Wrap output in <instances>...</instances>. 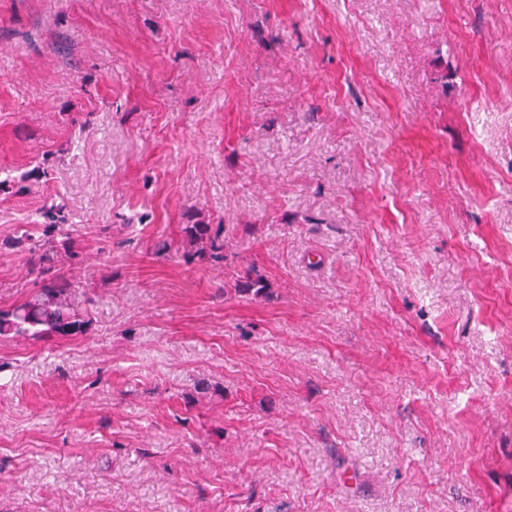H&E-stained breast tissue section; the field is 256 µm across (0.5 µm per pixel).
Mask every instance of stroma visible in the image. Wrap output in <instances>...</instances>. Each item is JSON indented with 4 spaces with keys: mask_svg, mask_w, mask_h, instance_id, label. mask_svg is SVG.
<instances>
[{
    "mask_svg": "<svg viewBox=\"0 0 512 512\" xmlns=\"http://www.w3.org/2000/svg\"><path fill=\"white\" fill-rule=\"evenodd\" d=\"M4 178L0 512H512V0H0ZM58 208H49L44 212L47 233L58 231L65 235L60 247L53 241L34 239L32 229L35 225L20 224L16 231L15 245L28 243L29 250L37 255L38 277L43 284L36 294L23 303L9 309H0V337L29 336L33 339L48 340L85 336L91 329L92 320L76 296L75 286L61 275L65 265L77 256L72 249L71 238L64 233V224ZM182 233L190 251L186 257L198 261L224 260L223 225L220 224H183ZM234 290L244 295L266 296L269 293L268 283L260 276L253 277L252 270L237 274V280L234 283Z\"/></svg>",
    "mask_w": 512,
    "mask_h": 512,
    "instance_id": "1",
    "label": "stroma"
}]
</instances>
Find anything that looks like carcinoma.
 I'll use <instances>...</instances> for the list:
<instances>
[{"label":"carcinoma","mask_w":512,"mask_h":512,"mask_svg":"<svg viewBox=\"0 0 512 512\" xmlns=\"http://www.w3.org/2000/svg\"><path fill=\"white\" fill-rule=\"evenodd\" d=\"M46 232L63 234L60 210L50 208L44 212ZM33 224H20L16 231L15 245L29 244L30 251L38 257V276L42 285L32 297L9 309H0V337L29 336L48 340L85 336L91 329L92 320L76 296L75 286L61 275V270L75 257L71 241L60 245L52 241L39 243L34 239ZM182 233L190 251L186 257L199 261H221L224 259L223 225L184 224ZM234 290L244 295L266 296L268 283L253 276L248 270L237 275Z\"/></svg>","instance_id":"1"}]
</instances>
